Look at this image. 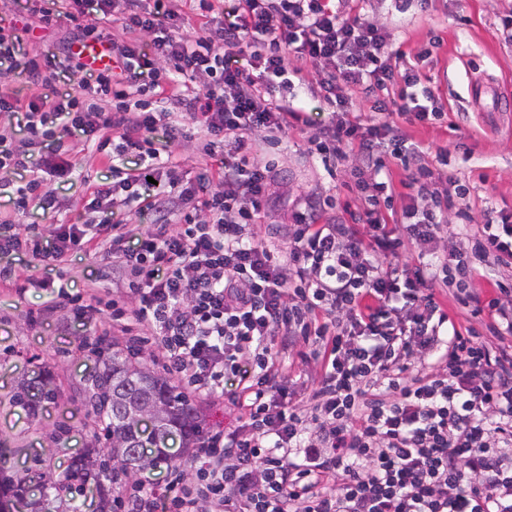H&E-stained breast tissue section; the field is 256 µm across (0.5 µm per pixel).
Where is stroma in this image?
I'll use <instances>...</instances> for the list:
<instances>
[{
  "label": "stroma",
  "mask_w": 512,
  "mask_h": 512,
  "mask_svg": "<svg viewBox=\"0 0 512 512\" xmlns=\"http://www.w3.org/2000/svg\"><path fill=\"white\" fill-rule=\"evenodd\" d=\"M350 9L387 26L391 52L414 65L423 86L436 97L440 117L423 125L403 120L399 126L426 153L432 168L443 169L467 188L449 210L448 231L439 242L449 261H456L468 234L483 224L487 210L512 215V111L506 108L512 99V41L501 33L502 23L512 20V0H429L425 7L419 0L404 6L398 0H352ZM74 27L63 16L36 40L16 30L26 51L20 65H27L29 57L57 52L72 37ZM314 81L309 69L294 79L292 102L306 110L310 122L289 130L281 142L275 169L277 200L267 227L256 230L258 238L275 247L282 243L279 225L290 222L293 205L305 196L329 198L354 211L361 206L355 159L331 164L315 149L314 139L332 114L320 96L311 94ZM95 86L92 71L63 73L39 84L20 73L10 85V94L24 109L45 97L78 98ZM152 138L160 151H171L176 175L190 182L203 173H216L224 156L220 147L214 156H207L202 140L195 137L168 147L161 128ZM65 147L74 167L72 177L47 179L41 189L57 198L65 220L81 224L88 218L84 205L92 187L111 183L116 168L135 173L137 159L128 153H99L77 134L66 137ZM9 261L30 282L21 295L11 286L0 285V445L15 451L10 459L12 471H25L38 458L60 472L73 454L92 443L83 426L85 411L78 389L95 358L79 349L78 343L83 338L95 341L112 322L105 315L99 325L79 324L70 311L54 309L46 283L58 279L69 292H84L88 284L100 280L106 262L86 249L72 251L59 272L25 252L10 255ZM41 367L52 371L61 396L45 407L33 430L9 400L22 375Z\"/></svg>",
  "instance_id": "obj_1"
}]
</instances>
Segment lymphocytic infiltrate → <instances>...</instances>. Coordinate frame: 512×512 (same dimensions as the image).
Masks as SVG:
<instances>
[{"label": "lymphocytic infiltrate", "mask_w": 512, "mask_h": 512, "mask_svg": "<svg viewBox=\"0 0 512 512\" xmlns=\"http://www.w3.org/2000/svg\"><path fill=\"white\" fill-rule=\"evenodd\" d=\"M29 14L51 27L61 10L94 11L125 34L116 40L84 26L64 61L32 64L31 80L66 64L87 65L76 45L107 42L110 68L99 71L101 95L84 106L41 100L17 112L0 85V112L16 114L19 139L0 138V171L28 172L0 208V253L23 249L59 266L78 246L122 258L129 271L115 288L89 285L85 295L59 288L75 318L93 313L107 294L112 319L133 342H154V359L192 400L229 398L241 423L202 429L194 476L172 464L161 481L137 482L115 497L116 512H512V351L462 331L435 299L454 288L458 304L474 297L467 280L477 268L494 272L500 293L512 292V225L488 216L449 269L432 243L447 231L454 181L426 163L419 146L389 122L363 125L356 98L378 112L396 111L425 123L438 117L433 94L414 67L394 60L386 26L344 15L332 0H239L235 21L214 18L211 0L203 35L181 33V17L146 10L143 0H27ZM154 33L159 66L146 67L139 36ZM248 68L237 67L240 56ZM311 64L320 96L333 109L320 131L319 153L341 161L355 152L368 181L355 223L325 224L316 202L294 211L288 245L258 240L270 203L271 170L250 161L252 134L280 143L306 123L302 110L279 102L291 88L289 61ZM205 92H189L198 75ZM400 87L398 98H387ZM176 100L194 127L224 143L217 180L171 184L167 199L138 184L163 169L150 132L164 126L168 143L188 134L154 107L128 117L131 91ZM62 134L79 130L105 148L134 154L138 180L98 185L85 208L99 212L123 195L157 214L152 231L130 247L124 224L60 221L56 198L40 192L43 175L64 177L71 164L59 151L33 162L28 147L44 136L47 118ZM414 171L411 185L428 206L405 208L402 224L386 223L392 198L387 161ZM57 218L53 237L20 223L29 207ZM428 245L418 263L400 262L405 240ZM320 371L306 401L287 398L284 365L298 344ZM237 388L225 394L224 380Z\"/></svg>", "instance_id": "lymphocytic-infiltrate-1"}]
</instances>
